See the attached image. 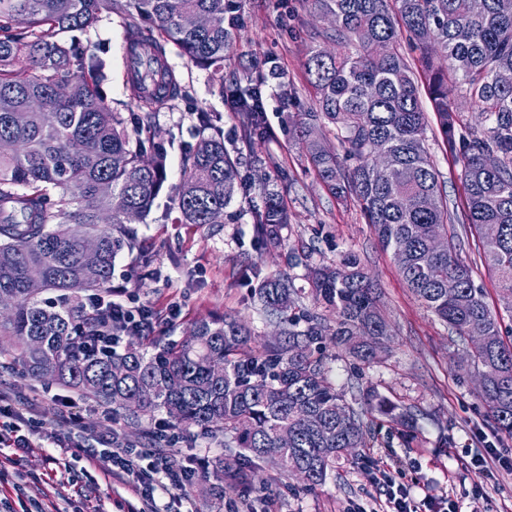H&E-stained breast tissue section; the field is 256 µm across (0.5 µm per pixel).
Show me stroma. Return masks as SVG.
Returning a JSON list of instances; mask_svg holds the SVG:
<instances>
[{
    "label": "stroma",
    "mask_w": 512,
    "mask_h": 512,
    "mask_svg": "<svg viewBox=\"0 0 512 512\" xmlns=\"http://www.w3.org/2000/svg\"><path fill=\"white\" fill-rule=\"evenodd\" d=\"M243 4L242 24L224 73L229 76L254 69L270 58L277 62L283 78L269 81L263 91L266 135L243 142L238 121L209 71L188 64L175 47L168 50V63L190 85L191 96L176 108L155 112L152 123L168 150V182L174 185L181 179L184 153L197 141L198 112L218 115L225 144L239 151L244 189L225 209L222 223L206 226L182 223L174 197L161 193L145 221L135 225L132 249L117 256L113 285L126 288L145 304L180 307V316L166 325L173 338L185 336L196 320L233 312L264 342L274 327L245 282L244 270L257 269L263 278L287 273L296 287L303 288L306 269L292 265L294 254L307 253L315 264L336 263L347 252L358 255L381 289L383 308L393 326L391 352L382 363L363 371L354 369L344 355L329 354V376L346 401H353L358 385L363 384L399 405L420 410L415 438L408 444L396 431L382 429L370 447L342 460L322 485L310 491L300 477L284 475L272 463H260L255 471L257 489L249 496L252 507L260 508L263 493L274 490L279 494L277 512H343L351 499L369 508L379 497L375 473L398 459L404 464L399 480L416 498L447 492L458 500L462 512H512V473L487 479L469 458L470 452L489 444L512 448V439L497 434L486 421L475 374L455 368L458 351L447 325L427 311L406 286L391 253L378 245L358 203L338 199L319 179L301 141L290 131L298 113L316 109L315 92L303 63L311 47L324 44L332 28L330 20L313 13L306 0H243ZM82 40L105 63L104 88L112 105L128 102L118 17L102 12ZM427 119L426 145L448 208L463 214L466 198L461 166L446 151L435 114H428ZM264 175L278 190L290 218L280 246L270 251L260 248L253 224V212L262 203L258 183ZM448 230L464 239L463 257L473 269L476 285L483 288L489 308L502 313L496 282L480 258L482 246L476 233L458 222ZM144 249L152 257L146 268L137 260ZM11 344L9 337L0 336V390L18 400L37 390L64 395L81 415L78 425L45 431L46 439L107 436L117 428L111 415L95 410L93 398L65 392L59 385L10 368L6 351ZM23 473L22 496L27 504H40L46 512H82L83 503L73 487H61L49 476L42 452L26 461ZM94 475L97 484L88 493L104 500L107 512H127L128 505L137 504L131 480L99 469ZM225 485L221 476L209 473L192 482L187 496L163 493L159 500L168 512H225L219 495Z\"/></svg>",
    "instance_id": "35a3bbf8"
}]
</instances>
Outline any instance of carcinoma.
<instances>
[{
  "label": "carcinoma",
  "instance_id": "cac0c4a2",
  "mask_svg": "<svg viewBox=\"0 0 512 512\" xmlns=\"http://www.w3.org/2000/svg\"><path fill=\"white\" fill-rule=\"evenodd\" d=\"M330 18L334 48L310 49L305 73L318 110L301 112L295 131L322 181L339 198H355L379 243L391 251L408 288L448 325L452 341L484 336L459 369L483 378L479 396L494 430L512 438V340L502 336L499 315L463 259L456 235L439 250L434 239L452 223L439 175L425 146L426 93L448 153L461 163L466 220L480 233L482 262L512 312V85L496 74L512 70V8L503 0H309ZM243 0H0V293L14 302L0 320V336L15 338L14 363L27 375L55 382L112 407L118 421L141 427L163 412L171 427H197L238 461L228 480L251 485L256 461L274 460L285 475L301 468L310 488L336 464L369 445L383 420L396 419L409 443L419 413L359 389L358 407L347 405L328 378L327 345L360 366L390 350L391 324L378 288L359 258L348 253L334 265L311 266L313 306L294 313L303 289L292 277L263 279L254 295L279 325L274 342L253 346L238 315L195 322L173 341L147 322L139 340L108 357L83 355L75 329L94 334L90 296L111 288L115 259L132 240L129 225L142 221L167 179V152L152 132L154 110L190 97L169 69L170 45L211 71L224 91V61L242 21ZM119 17L128 46L126 83L137 110L112 107L101 63L80 34L102 11ZM407 35L420 50L425 79L419 85L400 51ZM390 46L378 52L380 43ZM266 72L235 73L230 99L243 139L265 134L263 86L279 78ZM459 92L490 127L461 121L448 108V89ZM198 142L184 160L175 191L182 223L214 224L242 188L238 158L224 144L213 116H197ZM336 127L343 156L314 137L319 123ZM493 151L498 166L482 156ZM262 208L254 212L259 241L280 242L288 210L280 195L260 184ZM99 242L100 272L83 274V244ZM37 269L42 288L27 287ZM52 292L53 298L41 294ZM378 341L366 346L364 337ZM224 374L215 376L211 365ZM283 430L293 436L279 444Z\"/></svg>",
  "mask_w": 512,
  "mask_h": 512
}]
</instances>
